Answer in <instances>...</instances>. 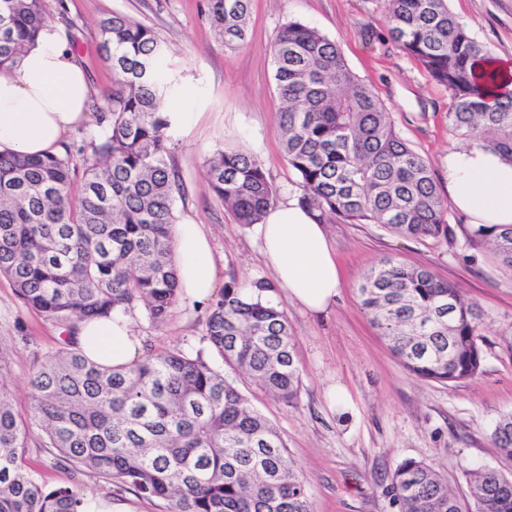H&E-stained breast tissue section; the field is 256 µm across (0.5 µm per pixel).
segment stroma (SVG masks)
Wrapping results in <instances>:
<instances>
[{"mask_svg": "<svg viewBox=\"0 0 512 512\" xmlns=\"http://www.w3.org/2000/svg\"><path fill=\"white\" fill-rule=\"evenodd\" d=\"M209 0H51L50 21L74 45L90 80V98L102 102L113 73L100 49V20L119 12L157 33L166 47L164 66L177 88L173 112L195 118L168 143L184 186L177 217L206 225L217 255V275L239 281L269 278L250 228L236 224L211 192L204 162L217 150H243L264 164L279 193L299 187L282 150L277 117L272 42L291 20L336 41L352 71L391 112L400 135L429 163L446 187V159L463 139L448 131L450 99L444 87L403 53L388 32L385 0H252L243 44L224 47L208 14ZM450 9L492 54L512 58V0H449ZM327 232L345 286L324 315L312 316L281 289L273 297L288 316L296 341L301 388L288 406L255 389L242 375L226 379L278 429L293 461L309 481L313 512H398L385 489L396 465L413 458L432 464L450 490L465 496L464 467L500 464L491 427L512 412V272L486 250L449 240L404 238L375 224H331ZM430 268L477 302L488 319L484 365L475 379L445 385L416 377L392 354L363 310L358 283L383 258ZM208 307L176 303L167 321L153 325L131 313L144 349L190 353L205 347ZM12 347L8 381L18 408L37 356L54 351L60 328L28 310L0 277V337ZM352 400L346 412L328 401L332 386ZM32 431L27 459L50 486L79 484L89 500L120 504L123 512H164L159 501L115 491L92 473L55 463Z\"/></svg>", "mask_w": 512, "mask_h": 512, "instance_id": "35a3bbf8", "label": "stroma"}]
</instances>
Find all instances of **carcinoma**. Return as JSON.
<instances>
[{
	"label": "carcinoma",
	"instance_id": "1",
	"mask_svg": "<svg viewBox=\"0 0 512 512\" xmlns=\"http://www.w3.org/2000/svg\"><path fill=\"white\" fill-rule=\"evenodd\" d=\"M50 0H0V71L15 66L50 18ZM251 0H209L224 46L246 37ZM391 39L451 99L448 127L512 164V92L489 104L491 52L472 37L448 0H388ZM114 75L105 125L74 189L71 150L41 158L0 154V277L22 304L57 324L63 346L36 360L29 413L7 383L10 349L0 338V512H86L77 484L50 487L30 466V426L59 464L86 470L119 490L164 502L166 512H313L308 482L288 464L275 426L199 351L150 353L107 367L75 345L79 322L142 310L166 322L178 300L172 224L183 185L168 148L157 69L164 46L152 27L112 13L100 22ZM282 148L299 177L300 201L320 224H378L414 239H448L447 201L428 162L396 131L391 113L349 67L336 41L290 21L272 43ZM213 194L237 224L262 220L277 201L264 165L245 151L205 161ZM467 246L490 247L512 271V227H462ZM247 295L228 275L211 304L205 339L251 385L287 406L301 378L288 317L253 281ZM361 305L400 363L419 378L454 383L483 372L478 304L426 267L392 258L366 273ZM512 465V413L491 432ZM457 497L431 464L400 462L386 487L399 512H512V468L464 471Z\"/></svg>",
	"mask_w": 512,
	"mask_h": 512
}]
</instances>
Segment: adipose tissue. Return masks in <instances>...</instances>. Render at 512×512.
<instances>
[{"label": "adipose tissue", "mask_w": 512, "mask_h": 512, "mask_svg": "<svg viewBox=\"0 0 512 512\" xmlns=\"http://www.w3.org/2000/svg\"><path fill=\"white\" fill-rule=\"evenodd\" d=\"M88 76L80 57L52 28L9 72L0 73V153L43 156L57 152L65 135L87 120ZM448 192L475 224H512V164L472 145L448 153ZM254 239L260 257L288 299L314 315L333 306L341 286L335 252L318 224L289 193L269 207ZM179 291L187 304H205L217 289V258L204 225L173 226ZM77 344L90 360L112 367L138 361L143 343L130 317L84 321Z\"/></svg>", "instance_id": "adipose-tissue-1"}]
</instances>
